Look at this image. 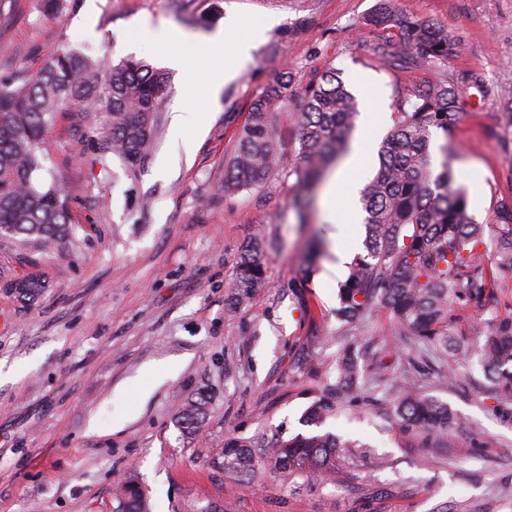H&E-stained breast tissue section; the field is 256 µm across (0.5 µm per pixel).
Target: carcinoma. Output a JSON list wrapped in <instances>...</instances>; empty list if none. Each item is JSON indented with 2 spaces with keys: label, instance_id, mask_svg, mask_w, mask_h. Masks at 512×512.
<instances>
[{
  "label": "carcinoma",
  "instance_id": "carcinoma-1",
  "mask_svg": "<svg viewBox=\"0 0 512 512\" xmlns=\"http://www.w3.org/2000/svg\"><path fill=\"white\" fill-rule=\"evenodd\" d=\"M366 24L398 28L403 36L402 61L410 68L442 69L456 55L458 43L445 29L398 12L395 0H377ZM167 73L143 59L128 57L103 64L71 50H61L33 78L0 81V234L23 244L53 241L64 245L71 232L70 209L57 179L38 181L45 170L42 145L60 112L102 117L94 129L100 149L124 164H141L153 140V113L164 95ZM293 96L291 76L278 77L254 101L249 118L224 171V191L258 188L272 177H295L294 206L299 213L330 164L350 151L358 104L345 84L328 70L302 89L304 106L297 118L296 166L285 168L275 110ZM462 112L461 94L447 81L429 83L404 100L394 113V126L378 151V170L361 191L367 230L366 254L356 256L341 283L337 314L357 324L389 309L397 333L426 346L430 356L453 370L466 351L465 339L448 329L453 305L480 304L499 287V273L512 272V197L497 201L494 264L483 261L484 227L470 213L466 191L453 186L448 162L433 174V133L451 135ZM237 302L263 278L262 247L252 242L237 266ZM15 293L35 296L43 284L30 278L12 280ZM474 354L495 389L512 401V307L495 316L482 332ZM359 351L344 349L336 361V382L329 397L308 409L311 424L324 423L334 407L359 391ZM409 363L392 389L393 417L401 426L434 433L448 429L454 416L448 405L421 396ZM204 416L200 401L184 404L179 420L187 429ZM353 444L328 435L298 434L278 438L265 448L230 439L224 445V474L238 484L250 483L258 468L291 483L312 475L336 472V458ZM120 512H147L137 481L117 488Z\"/></svg>",
  "mask_w": 512,
  "mask_h": 512
}]
</instances>
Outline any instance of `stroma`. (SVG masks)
<instances>
[{"label": "stroma", "mask_w": 512, "mask_h": 512, "mask_svg": "<svg viewBox=\"0 0 512 512\" xmlns=\"http://www.w3.org/2000/svg\"><path fill=\"white\" fill-rule=\"evenodd\" d=\"M375 0H67L43 13L13 0L0 16V79L35 75L62 48L113 62L128 56L167 70L155 114L154 149L139 167L101 155L95 116L58 114L45 165L70 204L66 247L23 245L0 236V512H117L115 492L135 477L151 512H512V415L478 389L477 357L459 361L457 384L422 376L419 393L448 404L454 420L440 436L396 424L386 389L414 351L381 309L359 327L336 317L340 276L333 249L363 250L364 232L342 226L349 206L292 205L294 178L252 191H224V170L256 97L282 74L296 90L277 113L288 159L298 149L300 92L316 73L336 70L357 99L391 130L401 100L430 82L460 89L465 110L451 139L457 186L494 244L497 200L512 195V131L499 97L512 92V0H398L408 17L436 22L460 44L447 67L404 69L399 30L363 25ZM235 16L253 36L251 58L211 106L207 82L186 85V70L229 63L210 37ZM280 20L263 29L267 16ZM384 45V54L374 51ZM182 67H171L172 53ZM185 109L201 125L192 162L170 147V114ZM324 243L317 275L295 282L312 240ZM260 241L261 284L229 305L242 248ZM42 282L19 300L5 280ZM494 299L453 307L452 332L471 335L512 304V273ZM360 339L395 355L386 377L359 362L360 400L329 416L323 431L358 442L334 476L285 484L265 474L240 487L224 474V439L259 442L308 433L304 414L336 378V357ZM206 403L194 430L177 411Z\"/></svg>", "instance_id": "obj_1"}]
</instances>
